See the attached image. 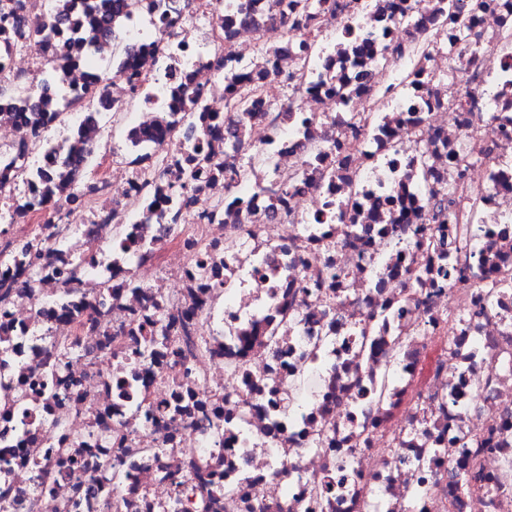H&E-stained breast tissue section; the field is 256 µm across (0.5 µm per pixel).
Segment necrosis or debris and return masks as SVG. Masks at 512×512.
Instances as JSON below:
<instances>
[{
  "label": "necrosis or debris",
  "instance_id": "obj_1",
  "mask_svg": "<svg viewBox=\"0 0 512 512\" xmlns=\"http://www.w3.org/2000/svg\"><path fill=\"white\" fill-rule=\"evenodd\" d=\"M243 2L140 0L108 38L75 30L87 62L64 65L58 0H0L21 19L0 29V86L70 104L37 130L0 121V512H512V0H345L312 39L279 23L290 0H256L250 23ZM245 34L308 57L257 59ZM340 37L367 56L340 59ZM264 68L287 126L268 94L240 144L226 120L211 135L261 184L147 211L155 156L180 163L200 135L173 90L220 113L226 76ZM90 107L103 170L26 213L41 169L85 173L66 118ZM162 112L175 130L131 144ZM283 178L300 191L265 213ZM31 243L89 275L24 270ZM158 304L169 345L144 363ZM61 380L80 399L55 400ZM177 394L189 413L151 417Z\"/></svg>",
  "mask_w": 512,
  "mask_h": 512
}]
</instances>
